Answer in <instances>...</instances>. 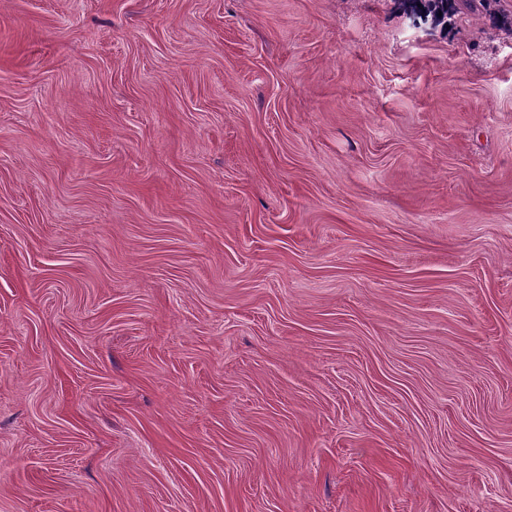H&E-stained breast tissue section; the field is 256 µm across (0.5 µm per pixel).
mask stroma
Segmentation results:
<instances>
[{
  "mask_svg": "<svg viewBox=\"0 0 512 512\" xmlns=\"http://www.w3.org/2000/svg\"><path fill=\"white\" fill-rule=\"evenodd\" d=\"M0 512H512V41L0 0Z\"/></svg>",
  "mask_w": 512,
  "mask_h": 512,
  "instance_id": "stroma-1",
  "label": "stroma"
}]
</instances>
